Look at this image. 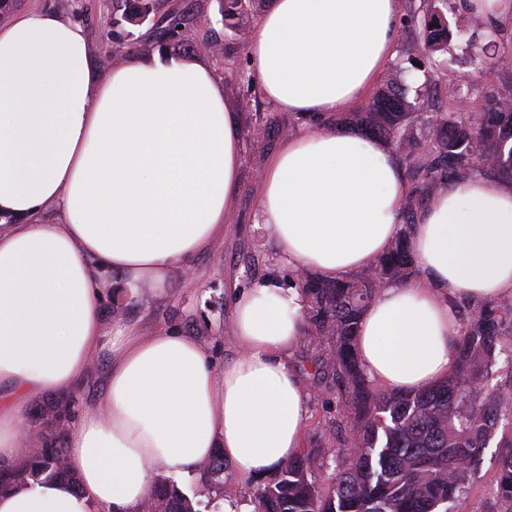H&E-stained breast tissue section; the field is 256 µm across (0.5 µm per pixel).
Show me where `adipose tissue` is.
<instances>
[{
	"label": "adipose tissue",
	"instance_id": "obj_1",
	"mask_svg": "<svg viewBox=\"0 0 512 512\" xmlns=\"http://www.w3.org/2000/svg\"><path fill=\"white\" fill-rule=\"evenodd\" d=\"M399 0H270L246 47L262 95L304 129L260 180L261 223L294 271L343 279L402 225L400 165L376 137L319 125L362 99L395 57ZM85 27L48 9L0 25V465H21L26 401L74 395L108 353L106 396L68 440V477L31 478L0 512H140L153 477L222 452L258 478L303 446L308 403L288 357L303 304L265 280L241 289L238 354L215 370L172 330L102 333L110 277L129 296L164 286L221 232L239 189L242 140L224 84L194 57L91 69ZM420 285L390 284L364 311L358 356L379 387L444 380L458 302L512 298V183L481 176L433 191L410 228Z\"/></svg>",
	"mask_w": 512,
	"mask_h": 512
}]
</instances>
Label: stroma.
Segmentation results:
<instances>
[{
  "mask_svg": "<svg viewBox=\"0 0 512 512\" xmlns=\"http://www.w3.org/2000/svg\"><path fill=\"white\" fill-rule=\"evenodd\" d=\"M162 11H184L205 16L209 23L202 32L215 42H228L219 12V0H159ZM17 9L49 8L81 21L93 49L92 63L100 65L112 44L107 40L108 20L113 16L112 0H17ZM444 14L452 35L445 52L450 65L429 77L421 91L420 110L424 113L448 110L461 114L483 111L491 103L512 102V23L500 26L496 41L488 50L491 69H475L468 47L469 37L483 39L486 21L459 9L457 0H400L401 18ZM196 56L211 65L224 79V98L229 111L238 113L244 144L240 167V188L232 205L224 233L192 262L191 277L173 270L163 293H145L128 299L120 285H113L103 303L106 322L122 319L135 324L143 334L174 329L197 338L209 351L215 365H223L237 354L233 338L225 327L233 317V294L269 272L284 274L288 266L282 260L278 244L267 236L259 223V176L282 141L298 134L302 123L278 111L261 94L251 72L244 43H236L231 61L217 58L204 50ZM249 98L250 108H242V98ZM272 121L268 136L254 138L252 131L260 119ZM311 403L306 424V441L329 442L333 430L329 424L336 414V396L312 383H305ZM496 446L484 452L481 469L469 482V495L463 512H493L496 489Z\"/></svg>",
  "mask_w": 512,
  "mask_h": 512,
  "instance_id": "stroma-1",
  "label": "stroma"
}]
</instances>
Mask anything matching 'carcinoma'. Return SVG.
<instances>
[{
	"label": "carcinoma",
	"instance_id": "obj_1",
	"mask_svg": "<svg viewBox=\"0 0 512 512\" xmlns=\"http://www.w3.org/2000/svg\"><path fill=\"white\" fill-rule=\"evenodd\" d=\"M263 0H222L221 14L237 35L244 20ZM158 0H137L125 18L156 15ZM161 16L152 24L161 53L185 56L196 51L197 31L189 18ZM449 30L435 14L423 22L419 39L427 52V73L442 69L436 53L446 49ZM418 103L408 99L401 69L377 91L364 112L326 118L338 127H350L386 140L403 139L402 129L419 119ZM429 135L407 140L403 160L423 182L441 187L472 169L488 168L512 182V105L504 103L486 112L465 116L437 112L426 117ZM407 231H402L388 251L375 258L354 277L332 280L305 271L288 275L286 286L298 290L304 303L303 346L315 351L312 376L326 381L336 394L339 409L331 424L338 446L315 444L282 466L250 495L252 512H449L466 498L469 479L477 473L500 424L512 422V398L488 389L493 376L512 379V361L499 357L512 352V301L503 299L473 306L462 320L455 342V365L440 384L414 393L374 387L360 364L356 341L366 307L381 287L405 284L416 278ZM496 457L500 512H512V435L502 434ZM67 449L46 444L28 455L20 467L0 477V492L29 477L68 476L62 461ZM321 461L333 468L331 483H320L313 466ZM224 456L199 467L216 485L224 483ZM158 506L162 512H201L174 483H161L143 512Z\"/></svg>",
	"mask_w": 512,
	"mask_h": 512
}]
</instances>
